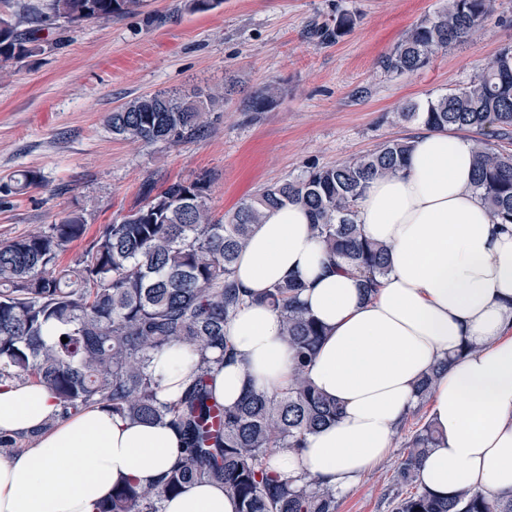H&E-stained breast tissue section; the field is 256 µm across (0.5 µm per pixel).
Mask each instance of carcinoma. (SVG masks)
<instances>
[{
    "label": "carcinoma",
    "instance_id": "1",
    "mask_svg": "<svg viewBox=\"0 0 512 512\" xmlns=\"http://www.w3.org/2000/svg\"><path fill=\"white\" fill-rule=\"evenodd\" d=\"M145 0H48L20 5L31 27L20 31L0 15V63L32 55L50 18L69 24L137 14ZM494 0H448L422 20L381 60L388 73L404 74L428 65L441 50L475 36L491 15ZM354 24L348 14L321 28L338 37ZM217 108L201 88L159 91L136 97L108 114L112 134L132 143L179 145L197 138ZM399 116L433 131L512 129V45L481 68L469 83L409 104ZM474 189L500 224H512V153L483 140L473 142ZM411 140L387 141L366 155L314 167L297 179L263 188L230 216L216 219L209 207L211 177L201 174L156 191L148 186L140 205L104 225L67 266L58 263L68 244L84 236L86 220L72 210L44 231L0 242V383L37 382L55 396L68 416L99 406L133 422H158L180 436L172 466L156 484L125 481L98 512H161L167 496L196 483H219L238 502V512H336V491L307 476L281 479L268 466L272 448L297 450L306 435L335 422L338 402L309 382L307 367L324 327L302 306L304 284L280 282L260 297L279 314L295 357L288 387L277 393L253 388L233 406L214 393V365L232 355L225 328L245 296L234 266L255 225L289 203L311 215L312 229L336 267L361 278L374 295L388 269V249L367 239L353 220L356 202L370 182L396 175L407 165ZM40 177L24 171L4 184L7 194L24 192ZM56 339L44 340L48 327ZM68 338L62 342L61 337ZM176 345L197 356L182 394L159 398L161 381L151 369L155 355ZM448 361L417 385L419 405L428 401ZM440 439L424 423L406 442L395 473L392 512H512V495L493 496L466 487L441 499L422 484L420 465Z\"/></svg>",
    "mask_w": 512,
    "mask_h": 512
}]
</instances>
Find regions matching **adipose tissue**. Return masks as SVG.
Returning <instances> with one entry per match:
<instances>
[{
	"label": "adipose tissue",
	"instance_id": "obj_1",
	"mask_svg": "<svg viewBox=\"0 0 512 512\" xmlns=\"http://www.w3.org/2000/svg\"><path fill=\"white\" fill-rule=\"evenodd\" d=\"M474 169L469 139L427 130L414 137L402 173L371 182L354 221L389 248L371 299L359 277L325 272L304 207L279 208L254 226L235 265L253 300L226 329L236 359L216 366L215 394L231 405L247 387L287 386L292 354L282 322L257 298L294 274L305 308L326 328L308 376L343 407L300 450L272 452L281 477L304 474L346 492L390 454L397 425L419 404V379L444 360L429 406L441 439L422 462L423 485L441 498L462 486L512 494V225L491 218L472 189ZM467 343L475 352H463ZM195 360L184 347L154 359L160 399L176 398ZM0 432L30 440L0 460V512H96L120 481L155 482L181 445L169 426L124 421L101 407L62 416L37 383L0 385ZM237 510L209 483L162 502V512Z\"/></svg>",
	"mask_w": 512,
	"mask_h": 512
}]
</instances>
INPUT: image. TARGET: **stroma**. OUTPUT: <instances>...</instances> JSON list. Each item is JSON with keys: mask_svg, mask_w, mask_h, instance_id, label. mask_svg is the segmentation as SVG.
Masks as SVG:
<instances>
[{"mask_svg": "<svg viewBox=\"0 0 512 512\" xmlns=\"http://www.w3.org/2000/svg\"><path fill=\"white\" fill-rule=\"evenodd\" d=\"M447 0H222L192 12L187 0H148L144 12L56 30L33 56L0 67V184L32 170L41 187L0 193V242L47 229L82 210L88 235L143 200V187L212 176L209 206L222 217L264 187L312 167L414 138L404 103L465 85L512 45V0H496L481 35L437 53L423 69L379 62ZM355 22L337 40L310 32ZM226 96L203 135L142 146L112 134L107 113L162 90L200 87ZM270 100L261 109L253 101ZM410 417L389 456L338 495L337 512H391L396 467L420 427Z\"/></svg>", "mask_w": 512, "mask_h": 512, "instance_id": "stroma-1", "label": "stroma"}]
</instances>
